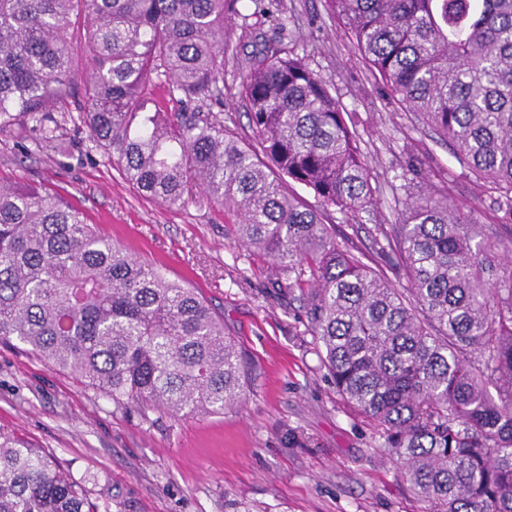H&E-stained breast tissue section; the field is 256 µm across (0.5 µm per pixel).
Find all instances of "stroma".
<instances>
[{
    "label": "stroma",
    "instance_id": "1",
    "mask_svg": "<svg viewBox=\"0 0 512 512\" xmlns=\"http://www.w3.org/2000/svg\"><path fill=\"white\" fill-rule=\"evenodd\" d=\"M286 23L292 45L332 87L360 134L375 190L371 207L331 214L336 239L370 257L377 225L397 223L410 197L403 170L448 185V199L498 223L497 190L477 183L447 144L406 112L375 78L324 0H236L224 25L223 106L181 103L154 82L163 112L223 111L249 136L241 77L263 37ZM73 92L55 104L58 138L47 144L25 116L0 123V181L40 185L69 199L101 234L199 289L224 315L245 365L247 399L221 414L173 417L115 409L79 377L22 345H0V433L51 456L112 512H421L377 427L333 388L298 294L281 273L236 241L233 219L197 194L167 206L138 193L92 141L80 106L90 65L75 59Z\"/></svg>",
    "mask_w": 512,
    "mask_h": 512
}]
</instances>
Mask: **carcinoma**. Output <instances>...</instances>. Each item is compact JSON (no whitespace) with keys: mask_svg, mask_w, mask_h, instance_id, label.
Segmentation results:
<instances>
[{"mask_svg":"<svg viewBox=\"0 0 512 512\" xmlns=\"http://www.w3.org/2000/svg\"><path fill=\"white\" fill-rule=\"evenodd\" d=\"M231 0H0V120L35 119L91 64V138L169 206L203 189L238 242L299 290L336 392L383 430L425 512H512V237L425 183L381 231L375 266L336 242L333 211L373 201L349 114L281 33L242 77L252 139L221 113L148 107L166 80L221 102ZM407 111L496 185L512 221V0H325ZM304 186L311 205L289 190ZM404 272L403 293L385 269ZM18 342L124 410L222 413L246 397L241 357L198 290L113 243L67 200L0 183V343ZM0 512H111L38 448L0 435Z\"/></svg>","mask_w":512,"mask_h":512,"instance_id":"1","label":"carcinoma"}]
</instances>
